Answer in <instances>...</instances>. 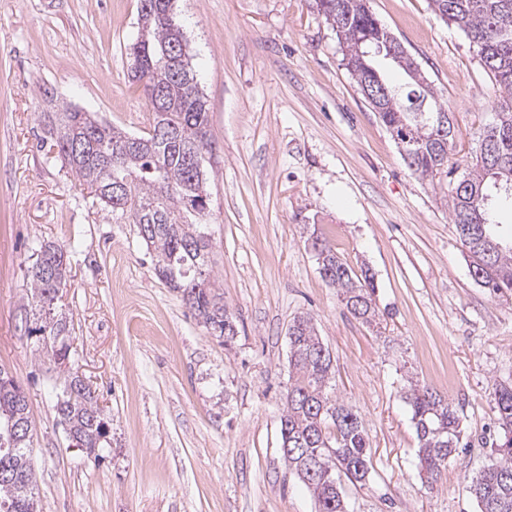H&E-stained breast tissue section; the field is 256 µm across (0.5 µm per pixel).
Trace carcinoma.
I'll return each instance as SVG.
<instances>
[{
	"instance_id": "carcinoma-1",
	"label": "carcinoma",
	"mask_w": 512,
	"mask_h": 512,
	"mask_svg": "<svg viewBox=\"0 0 512 512\" xmlns=\"http://www.w3.org/2000/svg\"><path fill=\"white\" fill-rule=\"evenodd\" d=\"M316 9L336 31L345 66L359 89L384 81L372 53L389 33L367 6V0H314ZM434 12L448 23H461L468 39L479 49L485 70L508 103L500 106L497 121L484 136L489 153L476 160L456 180L450 194L451 222L461 245L481 271L477 282L495 296L512 294V244L497 233L493 212L484 197L495 187L493 169L512 171V0H432ZM141 34L131 47L133 62L141 65L133 75L148 99V132L129 135L91 112L64 108L42 113L57 157L112 212L138 228L155 258L154 269L213 336L235 335L233 320L224 309L209 269V240L200 231L208 213L198 200L208 195L203 166L192 171L188 153L204 143L214 147L208 108L192 69L190 54L178 61L163 59L175 37L170 24L155 13L139 12ZM408 78L394 89L386 86L383 126L410 162L408 168L422 178L442 176L447 150L432 138L437 116L447 117L446 142L452 143L451 113L439 103L437 91L406 57L395 62ZM125 148L124 166L112 169V154ZM127 180L128 191L116 204L115 177ZM194 240L187 249L185 242ZM324 280L338 288L347 311L366 324L376 321V286L368 271L357 275L328 244L313 242ZM68 255L62 245L44 240L27 267L28 335L36 337L43 361L57 369L75 360L73 325L57 292L67 285ZM290 376L280 419L285 459L318 504V512H346L337 486L336 469L358 482L367 479L371 445L358 414L332 395L331 353L315 333L311 320L294 318L288 329ZM499 435L488 461L471 480L478 512H512V383L494 389ZM419 442L417 469L430 485L445 473L458 454L460 420L448 398L427 385L405 392ZM58 419L70 441L87 457L100 461L112 447L107 422L97 398L83 377L68 373L56 405ZM32 427L22 386L0 369V512H38L36 477L32 465Z\"/></svg>"
}]
</instances>
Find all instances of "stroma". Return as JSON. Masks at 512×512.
Instances as JSON below:
<instances>
[{"mask_svg":"<svg viewBox=\"0 0 512 512\" xmlns=\"http://www.w3.org/2000/svg\"><path fill=\"white\" fill-rule=\"evenodd\" d=\"M452 114L448 164L474 160L503 101L459 23L431 0H367ZM139 0H0V368L22 386L41 512H316L281 452L288 327L310 316L333 356L334 394L372 447L366 482L341 479L347 512H478L469 486L497 430L493 387L512 382V296L471 275L445 185L419 178L343 64L313 0H174L207 102L209 266L237 325L211 336L160 280L136 225L38 148L42 99L130 135L149 125L130 45ZM368 268L380 322L362 324L319 273L312 238ZM64 245L60 303L75 367L112 449L68 441L62 375L21 323L40 240ZM448 396L465 450L434 488L402 393Z\"/></svg>","mask_w":512,"mask_h":512,"instance_id":"1","label":"stroma"}]
</instances>
